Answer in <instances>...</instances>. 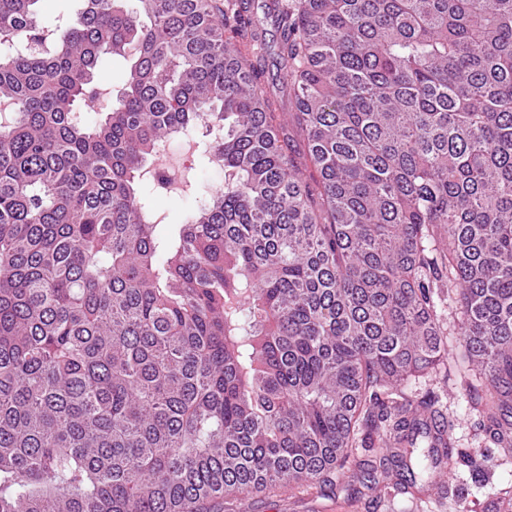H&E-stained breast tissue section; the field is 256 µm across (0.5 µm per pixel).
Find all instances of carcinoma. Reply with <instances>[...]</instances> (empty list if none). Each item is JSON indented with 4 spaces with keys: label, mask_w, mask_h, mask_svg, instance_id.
Wrapping results in <instances>:
<instances>
[{
    "label": "carcinoma",
    "mask_w": 512,
    "mask_h": 512,
    "mask_svg": "<svg viewBox=\"0 0 512 512\" xmlns=\"http://www.w3.org/2000/svg\"><path fill=\"white\" fill-rule=\"evenodd\" d=\"M0 0V512H211L273 488L453 470V292L512 452V0ZM224 18L216 23L215 16ZM127 81L93 120L104 56ZM224 191L164 234L141 172L198 124ZM317 173L313 182L304 168ZM387 453L356 459L357 435ZM265 0H253L254 14L253 25L259 30L263 31L262 42L266 47L265 54V69L264 81L267 89L271 91L274 105V112H280L281 116H287L289 120V113L294 112L293 103L288 100V92L281 89L279 77L281 74V66L277 61L276 56V41L278 38L277 28L272 19L266 17L264 14L263 4ZM283 112L284 114H282Z\"/></svg>",
    "instance_id": "cac0c4a2"
}]
</instances>
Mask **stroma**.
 I'll list each match as a JSON object with an SVG mask.
<instances>
[{
  "label": "stroma",
  "instance_id": "35a3bbf8",
  "mask_svg": "<svg viewBox=\"0 0 512 512\" xmlns=\"http://www.w3.org/2000/svg\"><path fill=\"white\" fill-rule=\"evenodd\" d=\"M253 5V24L263 31L264 81L274 99L273 108L280 113L293 112L294 105L279 83L277 28L264 13L263 0H253ZM194 167L199 182L195 195L161 190L152 197L155 208L167 215L164 231L176 230L190 209L200 205L209 192L224 187L223 170L200 157L196 158ZM435 301L448 331V371L420 378L406 386L404 392L415 400L438 397L453 422L454 450L463 456L455 473L449 477H432L428 493L418 499L392 487L371 491L343 478L335 488L325 491L284 488L239 502L232 500L228 503L232 512H512V455H505L488 441L482 425L483 405L469 388L472 378L456 365L462 349L457 336L454 299L442 290Z\"/></svg>",
  "mask_w": 512,
  "mask_h": 512
}]
</instances>
